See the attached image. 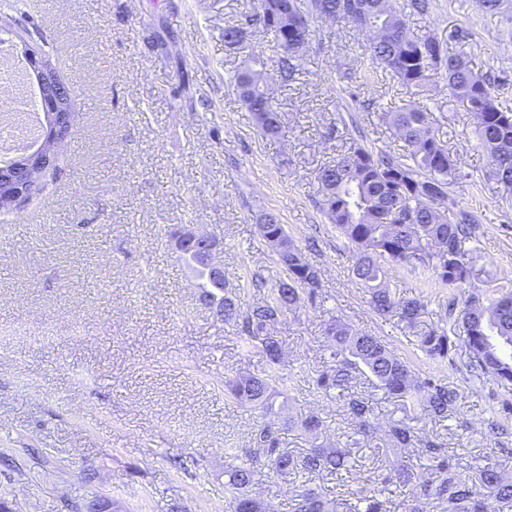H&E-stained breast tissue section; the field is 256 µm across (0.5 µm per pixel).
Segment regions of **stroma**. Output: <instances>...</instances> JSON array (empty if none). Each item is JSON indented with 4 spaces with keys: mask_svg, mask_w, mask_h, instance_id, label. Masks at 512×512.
<instances>
[{
    "mask_svg": "<svg viewBox=\"0 0 512 512\" xmlns=\"http://www.w3.org/2000/svg\"><path fill=\"white\" fill-rule=\"evenodd\" d=\"M411 31H429L476 69L502 77L512 108V0H431ZM256 0H0V40L18 31L44 45L75 99L79 121L64 162L39 200L0 223V512H224V468L244 460L259 411L225 396L224 381L264 374L262 353L199 300L173 235L194 228L222 240L232 287L252 271L282 278L259 237L275 214L321 271L323 307L285 312L273 334L284 351L287 416L315 414L322 439L348 444L345 403L313 380L324 367V322L344 316L418 368L461 392L457 412L419 421L450 452L489 453L491 409L505 389L463 365L423 358L397 318L370 310L352 274L353 246L321 212L320 166L356 139L402 151L380 118L408 95L360 61L366 38L318 21L293 81L268 67L281 132L261 134L233 76L272 36L224 29ZM439 134L467 173L451 191L478 217L477 264L512 287V194L490 177L473 120L429 101ZM379 444L360 443L356 473L307 475L327 499L377 487Z\"/></svg>",
    "mask_w": 512,
    "mask_h": 512,
    "instance_id": "1",
    "label": "stroma"
}]
</instances>
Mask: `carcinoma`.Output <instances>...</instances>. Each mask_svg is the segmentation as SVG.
Instances as JSON below:
<instances>
[{
  "mask_svg": "<svg viewBox=\"0 0 512 512\" xmlns=\"http://www.w3.org/2000/svg\"><path fill=\"white\" fill-rule=\"evenodd\" d=\"M357 13H352V9ZM427 15L431 0H258L245 25L224 28V43H243L248 26L272 35L274 55L253 53L234 75L237 91L265 135H276L272 123L274 101L261 74L276 63L280 76H295L304 49L286 52L292 39L288 27L305 20L342 23L367 37V61L381 67L405 88L413 101L381 119L406 146L397 153L369 148L357 141L346 153L318 170L322 187L321 209L336 231L356 248L352 273L368 293V304L379 316H396L421 354L435 362H454L462 353L463 366L475 382L487 380L504 389L512 385V291L490 294L492 281H480L472 252L465 248L472 238L475 213L460 206L449 188L466 178L436 128L434 112L419 102L434 90L448 95V105L471 113L479 145L492 161L491 177L512 186V109L497 99L500 81L491 73L478 72L464 52L450 53L435 35L409 32L404 10ZM258 231L277 255L285 276L272 288L255 273L252 289L261 301L243 311L236 293L227 284L211 279L206 270L192 266L200 297L240 335L254 342L266 358L269 370L262 376L239 374L224 382L225 392L260 411L264 421L251 432L248 460L224 469V512H266L254 489L269 482L290 481L302 472L340 473L347 468L351 449L327 450L318 443L322 422L306 417L300 428L311 439L310 448L294 455L281 447L279 418L285 402L280 392L283 351L271 330L287 310L307 302H324L321 273L288 237L284 225L270 213L263 214ZM398 272L423 274L427 282L463 294L448 301V310L429 319L427 304L419 297H403L392 291L390 279ZM325 350L332 364L318 375L317 386L335 390L342 397L351 381L363 379L398 401L407 413L444 418L455 409L460 394L456 387L422 374L392 344L380 336L361 332L342 316H333L325 328ZM354 433L371 437L382 430L372 410L361 399L347 403ZM392 447L412 449L427 457L429 472L417 469L412 456L382 476L381 484L396 482L413 489L409 512H428L434 502L448 505V512H512V447L499 448L474 463H464L444 444L408 424L385 430ZM296 512H337L329 501L311 488L293 486ZM382 490L360 499L346 512H385L379 499Z\"/></svg>",
  "mask_w": 512,
  "mask_h": 512,
  "instance_id": "1",
  "label": "carcinoma"
}]
</instances>
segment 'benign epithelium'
<instances>
[{"instance_id": "obj_1", "label": "benign epithelium", "mask_w": 512, "mask_h": 512, "mask_svg": "<svg viewBox=\"0 0 512 512\" xmlns=\"http://www.w3.org/2000/svg\"><path fill=\"white\" fill-rule=\"evenodd\" d=\"M23 54L37 83L39 103L41 110L45 112L47 124L45 148L24 155L13 173L0 174V202L18 210L28 203L31 186L54 164V156L61 140L54 136L53 129L60 128L61 123L67 120L66 112L70 111L67 103L71 100L69 86L56 76L52 65L34 45L24 44ZM175 248L179 254L185 250L194 253L211 277L224 280V267L217 261L220 243L216 235L188 229L177 236Z\"/></svg>"}]
</instances>
